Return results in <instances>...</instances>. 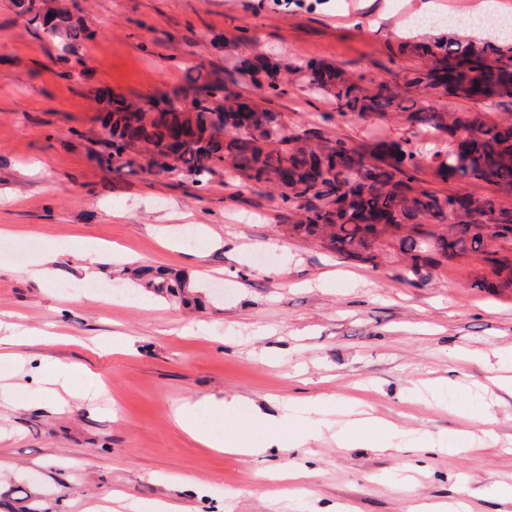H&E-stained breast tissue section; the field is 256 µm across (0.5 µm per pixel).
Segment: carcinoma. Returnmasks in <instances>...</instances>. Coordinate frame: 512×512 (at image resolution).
I'll use <instances>...</instances> for the list:
<instances>
[{"label": "carcinoma", "mask_w": 512, "mask_h": 512, "mask_svg": "<svg viewBox=\"0 0 512 512\" xmlns=\"http://www.w3.org/2000/svg\"><path fill=\"white\" fill-rule=\"evenodd\" d=\"M50 34L65 37L73 53L86 37L64 14ZM398 53L427 62L404 76L402 93L388 82L367 85L360 74L311 59L286 66L302 73L307 93L330 96L342 117L364 118L388 109L403 116L410 135L378 142L373 151L341 136L328 138L318 128L289 127L270 107L287 94L281 65L264 55H249L224 66L222 76L195 67L171 91L142 103L118 101L100 118L109 149L105 162L133 150L159 158L172 130L187 126L193 137L173 172L201 189L229 160L240 177L277 194L295 217L292 233L318 240L329 250L376 266L384 237H394L408 273L416 277L428 276L443 259L471 252L483 255L503 284H512V259L487 249L489 237L512 242V209L498 208L490 198L476 195L473 210L440 233L435 227L448 223L451 193L425 188L417 176L423 135L452 137L463 128L468 135L457 147L434 153L436 175L512 194V123L503 126L464 112L427 110L418 106L414 95L445 83L450 95L503 106L502 98L512 97V43L479 46L437 38L402 43ZM248 85L262 92L268 106L251 101L245 126L239 122V103ZM282 168L288 169V181L280 184L273 174ZM136 276L159 297L184 304L198 301L187 279L178 274L147 268Z\"/></svg>", "instance_id": "obj_1"}]
</instances>
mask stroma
Instances as JSON below:
<instances>
[{
	"mask_svg": "<svg viewBox=\"0 0 512 512\" xmlns=\"http://www.w3.org/2000/svg\"><path fill=\"white\" fill-rule=\"evenodd\" d=\"M64 3L88 34L74 56L0 0V247L12 253L0 261V319L34 335L24 376L0 386V485L63 512L157 501L186 512H412L461 499L470 512H512V388L501 382L512 376V285L481 287L492 274L480 255L442 260L415 281L396 246L374 266L289 234L287 211L241 177L219 172L201 190L96 159L107 97L148 98L190 68L220 73L256 50L399 84L418 65L396 56L400 33L438 34L409 29L422 0ZM287 90L274 107L290 127L355 145L408 134L393 112L323 121L333 105L308 96L300 74ZM90 242L118 292L132 287L128 269L163 268L194 283L200 303L86 304L76 270ZM53 243L71 253L47 286L24 268ZM42 329L53 339L39 340ZM116 335L127 350L98 354ZM58 365L74 391L101 397L54 403L47 377ZM209 395L243 398L245 417L306 401L325 411L290 452L248 426L266 452L241 457L176 423L182 405ZM361 409L398 425L388 449L336 444L335 419ZM289 468L305 479L268 480Z\"/></svg>",
	"mask_w": 512,
	"mask_h": 512,
	"instance_id": "35a3bbf8",
	"label": "stroma"
}]
</instances>
